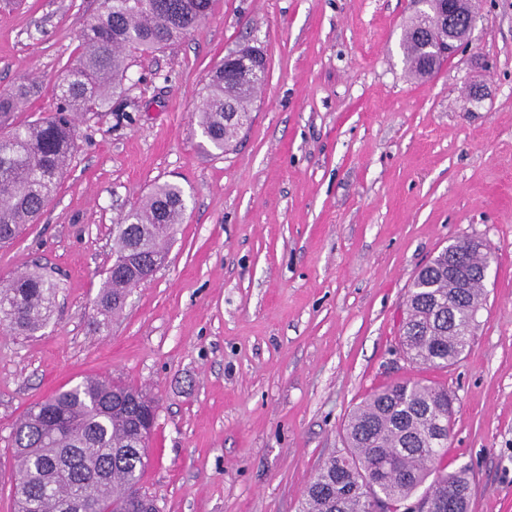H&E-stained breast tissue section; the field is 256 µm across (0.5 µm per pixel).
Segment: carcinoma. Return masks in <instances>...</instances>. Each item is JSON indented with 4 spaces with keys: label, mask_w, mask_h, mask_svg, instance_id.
Wrapping results in <instances>:
<instances>
[{
    "label": "carcinoma",
    "mask_w": 512,
    "mask_h": 512,
    "mask_svg": "<svg viewBox=\"0 0 512 512\" xmlns=\"http://www.w3.org/2000/svg\"><path fill=\"white\" fill-rule=\"evenodd\" d=\"M213 0H101L79 33L80 52L60 79L54 113L0 134V244L34 223L55 193L77 149L76 118L112 105L133 55L160 51L193 33ZM404 40L408 69L425 76L442 61V43L429 37L437 0H426ZM229 74L210 76L198 122L202 136L224 153L241 131L239 116L264 80L252 53ZM23 81L0 95V118L35 95ZM186 199L176 183L157 184L114 227L112 265L95 299L98 324L122 311L131 290L166 259L165 245L183 223ZM443 253L422 268L405 295L407 318L400 348L412 362L446 368L470 348L481 287L462 291L448 282ZM59 285L34 269L0 286V326L32 336L49 323ZM448 389L406 380L374 392L350 415L345 452L315 471L299 512H370L383 498L392 512L413 498L428 512H468L471 481L464 468L448 470ZM135 387L87 377L32 405L12 432L16 512H159L141 485L147 466L138 428L156 411Z\"/></svg>",
    "instance_id": "carcinoma-1"
}]
</instances>
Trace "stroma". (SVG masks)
<instances>
[{
    "instance_id": "1",
    "label": "stroma",
    "mask_w": 512,
    "mask_h": 512,
    "mask_svg": "<svg viewBox=\"0 0 512 512\" xmlns=\"http://www.w3.org/2000/svg\"><path fill=\"white\" fill-rule=\"evenodd\" d=\"M101 0H0V92L47 116ZM467 44L426 79L402 39L414 0H214L182 40L136 57L113 111L76 121L78 152L38 223L0 247V285L45 267L57 308L0 330V512L10 438L35 402L85 377L157 404L144 490L159 512H298L373 390L423 379L454 394L449 469L469 512H512V0H475ZM267 77L224 154L197 122L209 73L240 44ZM187 210L162 267L95 322L112 227L158 183ZM491 252L470 351L428 369L398 348L404 293L457 240ZM37 87L34 83L23 81L7 95H0V118H9L12 112H17L24 102L35 95Z\"/></svg>"
}]
</instances>
